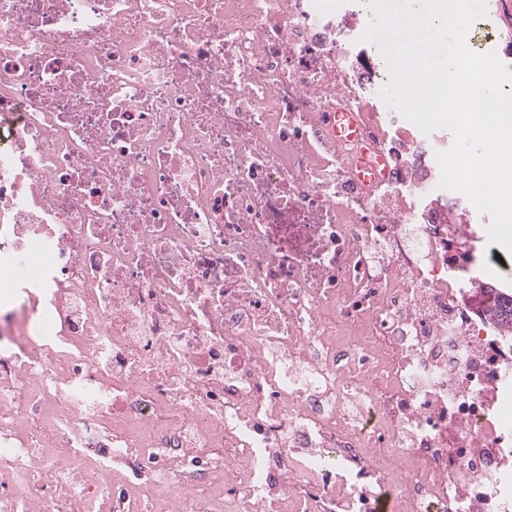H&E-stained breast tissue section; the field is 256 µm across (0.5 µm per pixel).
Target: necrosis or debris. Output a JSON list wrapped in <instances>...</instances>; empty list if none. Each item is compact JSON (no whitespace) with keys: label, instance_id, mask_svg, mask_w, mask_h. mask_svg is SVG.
I'll return each mask as SVG.
<instances>
[{"label":"necrosis or debris","instance_id":"4bbe7bcc","mask_svg":"<svg viewBox=\"0 0 512 512\" xmlns=\"http://www.w3.org/2000/svg\"><path fill=\"white\" fill-rule=\"evenodd\" d=\"M373 14L0 0V512H512V342Z\"/></svg>","mask_w":512,"mask_h":512}]
</instances>
